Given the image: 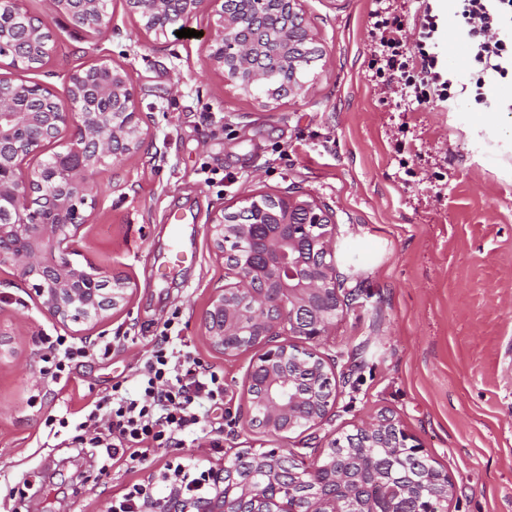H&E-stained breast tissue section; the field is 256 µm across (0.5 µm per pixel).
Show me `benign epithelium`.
Masks as SVG:
<instances>
[{
  "mask_svg": "<svg viewBox=\"0 0 512 512\" xmlns=\"http://www.w3.org/2000/svg\"><path fill=\"white\" fill-rule=\"evenodd\" d=\"M302 0H281L293 26L288 47L313 45L301 17ZM139 18L140 29L156 36L176 33L206 8L213 22L204 38L208 60L225 80L246 94L278 99L271 87L273 74L252 65L265 55L281 57L288 94L306 86L308 70L317 59L285 53L281 40L253 34L272 0H241L238 11L225 10V0H126ZM53 12L65 16L84 38L96 46L108 29L111 16L100 0H51ZM47 23L31 19L24 0H0V59L12 49L11 34L21 29L42 43L44 59L53 57L55 41L43 38ZM106 76L92 84L91 71L68 76L71 107L65 109L56 94L41 83L19 84L0 73V265L13 267L27 282L44 313L67 326L97 324L129 300L130 282L71 258L72 243L88 223L87 209L95 208L92 177L98 169L121 156L140 152L147 138L134 88L127 71L101 63ZM68 135L52 172L38 166L19 175L23 162L45 145ZM243 210L257 216L253 224H239L236 212L219 207L205 227L214 252L232 255L240 283L212 292L201 318L205 335L226 357L258 350L253 366L265 376L261 406L264 431L274 437L290 432L296 422L320 427L334 416L332 388L335 366L326 363L315 345L350 305L340 291L331 247L328 209L300 191L246 199ZM303 340L305 351L317 361L316 378L304 363L293 359L298 346L281 339L284 334ZM367 438L379 448H394L403 471L390 478L385 495L376 502L356 496L359 474L349 467L327 475L325 459L336 457L331 442L316 464L297 466L298 455L282 448L248 451L250 476L237 483L224 481V470L211 472L213 493L186 499L176 485L162 497L149 496L143 512H241V504H259L256 512H432V500L449 498L454 485L448 473L437 469L393 417L356 429L355 440ZM302 483L304 494H270V486ZM346 485L342 494H325L328 481Z\"/></svg>",
  "mask_w": 512,
  "mask_h": 512,
  "instance_id": "1",
  "label": "benign epithelium"
}]
</instances>
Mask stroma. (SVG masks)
Listing matches in <instances>:
<instances>
[{
	"label": "stroma",
	"mask_w": 512,
	"mask_h": 512,
	"mask_svg": "<svg viewBox=\"0 0 512 512\" xmlns=\"http://www.w3.org/2000/svg\"><path fill=\"white\" fill-rule=\"evenodd\" d=\"M48 19L57 51L16 82L50 86L68 105L69 72L126 66L150 140L144 152L101 167L90 224L74 259L128 278L131 300L94 326L47 316L15 270L0 266V512H108L133 484L178 458L218 469L236 452L278 446L313 463L331 440L387 415L421 443L455 489L447 512H512V79L463 93L473 75L456 39L450 0H434L448 101L411 109L376 88L370 15L402 21L414 46L422 0H304L303 24L323 57L305 91L261 104L208 65L201 35L144 39L125 0L89 48L49 0H25ZM297 187L335 222L336 270L356 299L320 350L338 355L332 422L277 439L246 422L254 352L227 357L208 344L200 317L212 288L231 283L204 227L217 206ZM182 213L193 241L175 256L170 226ZM196 356L223 372L226 396L205 437L101 473L89 452L53 436L48 417L91 405L115 382L135 388L143 359L169 319ZM111 344L74 364L65 386L42 370L45 337Z\"/></svg>",
	"instance_id": "1"
}]
</instances>
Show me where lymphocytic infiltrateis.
I'll return each instance as SVG.
<instances>
[{"label": "lymphocytic infiltrate", "mask_w": 512, "mask_h": 512, "mask_svg": "<svg viewBox=\"0 0 512 512\" xmlns=\"http://www.w3.org/2000/svg\"><path fill=\"white\" fill-rule=\"evenodd\" d=\"M459 33L470 46L469 62L477 72L474 98L483 100L485 85L512 73V0H452ZM370 33L378 45L381 93H394L419 107L447 101L437 52L439 17L425 8L413 48L398 37V17L373 11ZM165 323L150 356L138 373L137 389L113 384L111 393L85 407L73 420L60 419L75 447L98 449L101 472L113 461L141 462L159 448H171L202 431L212 410L224 403V377L200 365L184 337ZM91 345L64 337L48 341L42 357L52 383L68 380L71 365L87 357Z\"/></svg>", "instance_id": "1"}]
</instances>
